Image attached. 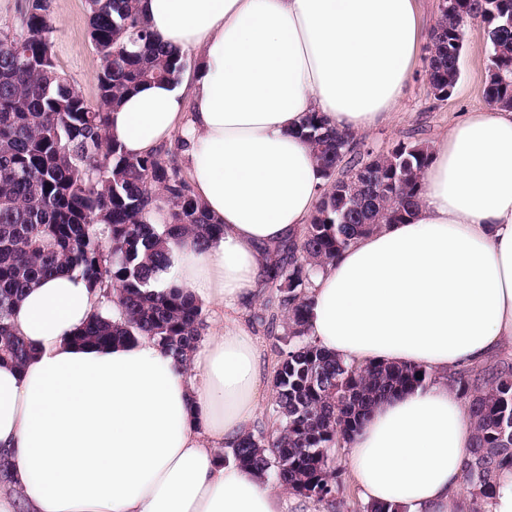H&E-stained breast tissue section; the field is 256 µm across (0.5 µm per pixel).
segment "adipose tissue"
Listing matches in <instances>:
<instances>
[{"mask_svg": "<svg viewBox=\"0 0 512 512\" xmlns=\"http://www.w3.org/2000/svg\"><path fill=\"white\" fill-rule=\"evenodd\" d=\"M152 31L201 63L145 84L107 139L142 156L174 135L196 199L224 227L169 246L177 284L209 315L187 363L154 340L75 342L97 309L78 274L25 290L11 322L31 345L0 363V446L15 483L0 512H286L271 479L222 455L251 432L266 370L236 317L267 245L297 234L329 185L299 129L308 113L359 133L391 122L422 43L415 0H141ZM410 221L362 236L320 271L308 334L347 362L412 364L428 385L376 403L347 442L362 498L464 512L469 405L448 384L512 340V109L471 112L430 149Z\"/></svg>", "mask_w": 512, "mask_h": 512, "instance_id": "adipose-tissue-1", "label": "adipose tissue"}]
</instances>
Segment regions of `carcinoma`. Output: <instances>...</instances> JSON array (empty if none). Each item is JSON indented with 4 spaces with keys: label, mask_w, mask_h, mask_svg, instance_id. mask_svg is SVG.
I'll list each match as a JSON object with an SVG mask.
<instances>
[{
    "label": "carcinoma",
    "mask_w": 512,
    "mask_h": 512,
    "mask_svg": "<svg viewBox=\"0 0 512 512\" xmlns=\"http://www.w3.org/2000/svg\"><path fill=\"white\" fill-rule=\"evenodd\" d=\"M51 0L25 5L16 31L0 32V362L24 364L30 346L11 324L24 288L54 274L87 280L113 319L95 314L80 343L107 344L147 336L183 360L201 340L202 310L176 285L152 291L167 240L203 247L224 231L204 212L162 151L131 157L107 141L108 114L120 97L147 83L176 81L188 58L157 42L140 0H87L88 27L103 65L99 103L89 105L60 73L52 47L58 31ZM430 34L432 90L453 91L460 78V19L479 16L490 42L488 103L512 107V0H445ZM300 137L310 146L330 190L299 236L273 249L254 314L288 335L275 336L280 361L269 406L271 430L234 444L235 462L268 473L284 490L329 502L338 475L329 452L357 432L372 405L431 382L420 366L350 363L307 334L316 267L335 262L357 238L412 216L430 162L428 150L398 143L372 156L356 138L310 112ZM162 191L169 222L148 221ZM117 294L115 306L109 296ZM450 383L470 405L474 441L463 463L473 488L465 512H488L506 472L512 473V361L460 370ZM11 483V452L0 448V486Z\"/></svg>",
    "instance_id": "1"
}]
</instances>
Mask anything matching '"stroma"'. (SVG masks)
Returning <instances> with one entry per match:
<instances>
[{"mask_svg":"<svg viewBox=\"0 0 512 512\" xmlns=\"http://www.w3.org/2000/svg\"><path fill=\"white\" fill-rule=\"evenodd\" d=\"M52 11L58 26L53 46L56 65L86 101L97 103L96 75L102 68V60L88 34L86 0H52ZM427 57V50H420L404 89L402 118L361 135L362 148L385 152L403 141L428 145L436 142L467 113L488 109L484 86L489 46L487 26L481 18H467L464 24L461 74L448 98L434 96L426 76ZM330 459L342 480L334 503L316 502L292 494L288 497V512H364V501L348 467L346 446L332 448Z\"/></svg>","mask_w":512,"mask_h":512,"instance_id":"1","label":"stroma"}]
</instances>
